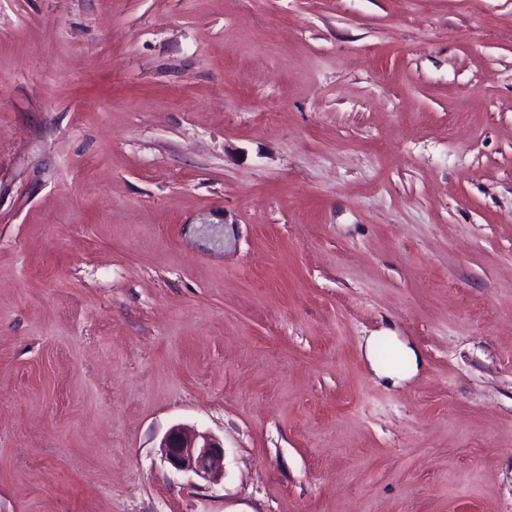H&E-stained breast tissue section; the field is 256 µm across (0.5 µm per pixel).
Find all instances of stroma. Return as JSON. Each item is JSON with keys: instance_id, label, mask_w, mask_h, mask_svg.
<instances>
[{"instance_id": "35a3bbf8", "label": "stroma", "mask_w": 512, "mask_h": 512, "mask_svg": "<svg viewBox=\"0 0 512 512\" xmlns=\"http://www.w3.org/2000/svg\"><path fill=\"white\" fill-rule=\"evenodd\" d=\"M0 512H512V0H0ZM396 353L400 357L401 361L398 367L391 372L381 371L372 362V367L375 373L380 377H384L392 381L393 384H397L400 381L407 379L409 377V375H406L408 370H411L414 373L418 368V356L412 347L402 344L401 347L396 349ZM159 448L164 461L177 472H191L208 482L224 478V448L207 433L173 425Z\"/></svg>"}]
</instances>
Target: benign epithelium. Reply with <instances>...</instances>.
<instances>
[{
	"instance_id": "obj_1",
	"label": "benign epithelium",
	"mask_w": 512,
	"mask_h": 512,
	"mask_svg": "<svg viewBox=\"0 0 512 512\" xmlns=\"http://www.w3.org/2000/svg\"><path fill=\"white\" fill-rule=\"evenodd\" d=\"M160 448L164 461L178 472H191L208 482L224 478V448L207 433L174 425Z\"/></svg>"
}]
</instances>
